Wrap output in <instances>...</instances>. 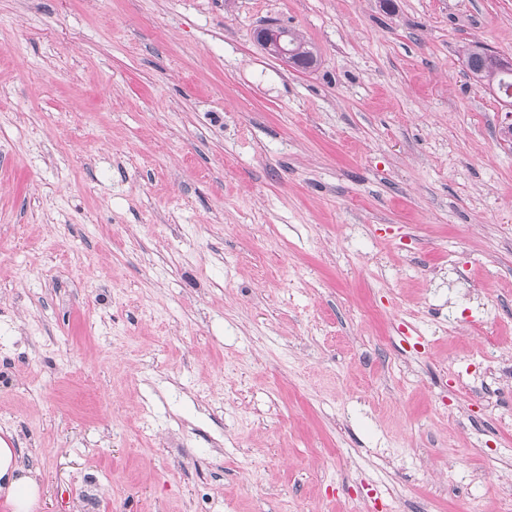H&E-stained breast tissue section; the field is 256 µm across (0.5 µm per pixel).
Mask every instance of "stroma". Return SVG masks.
<instances>
[{
	"mask_svg": "<svg viewBox=\"0 0 512 512\" xmlns=\"http://www.w3.org/2000/svg\"><path fill=\"white\" fill-rule=\"evenodd\" d=\"M475 43L512 58V0H0V438L36 512H500L512 115ZM285 30H288L285 28ZM285 36L281 27L268 25L260 28L255 33V40L268 52L275 57L283 60L289 65L292 60L288 56L293 53L292 59L295 63H300L304 68H309L315 63V54L312 45L295 32L288 30V36L284 38L288 50L282 38Z\"/></svg>",
	"mask_w": 512,
	"mask_h": 512,
	"instance_id": "obj_1",
	"label": "stroma"
}]
</instances>
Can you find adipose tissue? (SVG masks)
<instances>
[{
	"mask_svg": "<svg viewBox=\"0 0 512 512\" xmlns=\"http://www.w3.org/2000/svg\"><path fill=\"white\" fill-rule=\"evenodd\" d=\"M41 494V482L20 464L18 449L0 440V504L7 512H34Z\"/></svg>",
	"mask_w": 512,
	"mask_h": 512,
	"instance_id": "obj_1",
	"label": "adipose tissue"
}]
</instances>
